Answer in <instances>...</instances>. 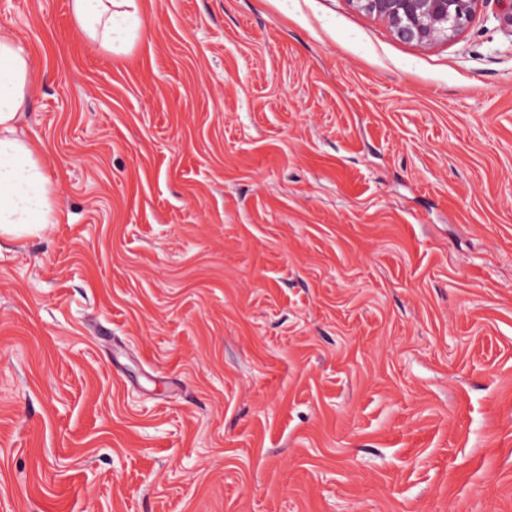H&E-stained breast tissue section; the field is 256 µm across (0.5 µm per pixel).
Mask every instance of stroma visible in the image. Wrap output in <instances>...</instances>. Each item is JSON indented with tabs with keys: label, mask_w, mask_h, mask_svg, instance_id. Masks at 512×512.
<instances>
[{
	"label": "stroma",
	"mask_w": 512,
	"mask_h": 512,
	"mask_svg": "<svg viewBox=\"0 0 512 512\" xmlns=\"http://www.w3.org/2000/svg\"><path fill=\"white\" fill-rule=\"evenodd\" d=\"M0 0L59 223L0 239V512H512V25ZM140 0H72L76 26L109 53L125 54L142 27Z\"/></svg>",
	"instance_id": "35a3bbf8"
}]
</instances>
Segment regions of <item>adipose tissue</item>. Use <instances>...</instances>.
I'll return each instance as SVG.
<instances>
[{"instance_id":"1","label":"adipose tissue","mask_w":512,"mask_h":512,"mask_svg":"<svg viewBox=\"0 0 512 512\" xmlns=\"http://www.w3.org/2000/svg\"><path fill=\"white\" fill-rule=\"evenodd\" d=\"M140 0H71L76 26L107 52L124 54L142 27ZM32 62L11 29L0 24V237L41 232L60 218L37 143L17 134L33 91Z\"/></svg>"}]
</instances>
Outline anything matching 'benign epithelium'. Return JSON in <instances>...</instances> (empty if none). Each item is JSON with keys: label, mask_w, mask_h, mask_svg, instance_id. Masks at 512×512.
Here are the masks:
<instances>
[{"label": "benign epithelium", "mask_w": 512, "mask_h": 512, "mask_svg": "<svg viewBox=\"0 0 512 512\" xmlns=\"http://www.w3.org/2000/svg\"><path fill=\"white\" fill-rule=\"evenodd\" d=\"M404 41L433 45L456 37L484 0H353Z\"/></svg>", "instance_id": "obj_1"}]
</instances>
